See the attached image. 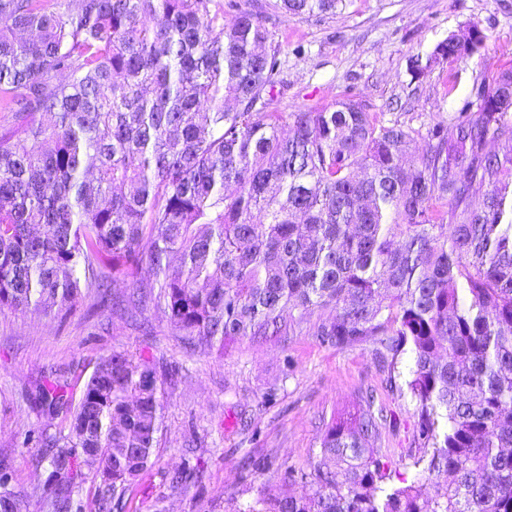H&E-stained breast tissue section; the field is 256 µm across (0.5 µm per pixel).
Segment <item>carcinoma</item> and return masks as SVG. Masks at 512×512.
Returning <instances> with one entry per match:
<instances>
[{
	"mask_svg": "<svg viewBox=\"0 0 512 512\" xmlns=\"http://www.w3.org/2000/svg\"><path fill=\"white\" fill-rule=\"evenodd\" d=\"M211 2L0 0V89L18 112L0 134V308L68 311L92 290L105 302L108 260L132 278L129 300L209 348L304 331L371 344L390 373L408 353L414 465L433 494L392 483L371 394L246 512H512V69L418 128L351 96L269 112L281 59L263 16L226 28ZM487 40L471 23L416 59L414 78ZM32 401L72 414L67 436L35 440L54 512H70L78 448L99 456L98 512L123 509L160 447L155 368L114 352L78 402L60 384ZM22 502L0 476V512Z\"/></svg>",
	"mask_w": 512,
	"mask_h": 512,
	"instance_id": "1",
	"label": "carcinoma"
}]
</instances>
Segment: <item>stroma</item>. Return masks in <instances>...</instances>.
<instances>
[{"mask_svg":"<svg viewBox=\"0 0 512 512\" xmlns=\"http://www.w3.org/2000/svg\"><path fill=\"white\" fill-rule=\"evenodd\" d=\"M219 2L228 27L243 11L268 16L282 61L273 112L328 107L349 95L417 127L456 112L474 84L512 68V0H340L335 11L313 16L273 9L274 0H237L233 9ZM473 21L490 36L485 54L413 78L416 56ZM123 295L117 287L111 300L92 295L68 312L0 310V458L24 494V512H52L49 466L41 448L23 447L25 436H56L69 424L65 415L39 412L31 392L60 382L80 395L115 350L153 363L165 388L162 444L127 492L125 512H245L258 497L279 494V472L306 467L331 415L353 410L369 391L387 417L377 447L393 471L431 490L414 465L410 355L390 373L373 346L339 350L304 334L204 350L188 344L166 314L134 308ZM247 453L269 458L273 469L242 470ZM187 465L198 476L182 477Z\"/></svg>","mask_w":512,"mask_h":512,"instance_id":"obj_1","label":"stroma"}]
</instances>
